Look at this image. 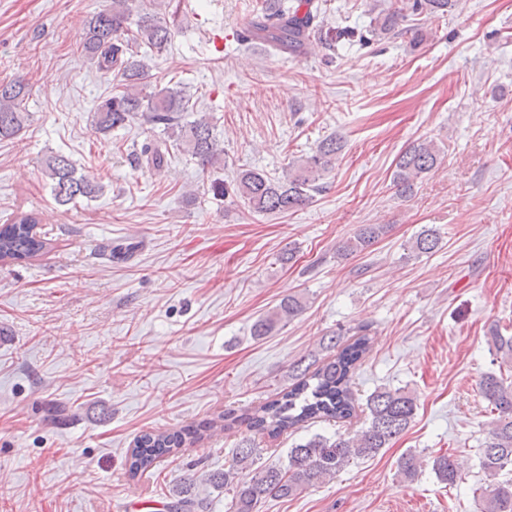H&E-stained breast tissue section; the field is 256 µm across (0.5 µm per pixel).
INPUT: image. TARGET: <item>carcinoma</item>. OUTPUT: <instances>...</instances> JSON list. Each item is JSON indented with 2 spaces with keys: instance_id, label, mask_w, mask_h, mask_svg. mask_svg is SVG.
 I'll use <instances>...</instances> for the list:
<instances>
[{
  "instance_id": "obj_1",
  "label": "carcinoma",
  "mask_w": 512,
  "mask_h": 512,
  "mask_svg": "<svg viewBox=\"0 0 512 512\" xmlns=\"http://www.w3.org/2000/svg\"><path fill=\"white\" fill-rule=\"evenodd\" d=\"M136 0H111L109 8L95 13L84 23L80 53L103 71L118 77L112 93L102 98L94 112V125L99 133H109L140 118L160 129L152 148L144 152L142 161L153 168L163 166L166 155L182 152L193 159L202 171L218 163L224 148L214 134L209 117L202 114L192 121L186 113L193 111L191 94L177 82L157 89L150 85V54L161 53L170 45L177 27L176 13L166 17L156 11L133 12ZM453 0H412L409 9L416 15H444ZM318 15L313 0H263L251 22L255 35L270 49L301 53L310 46L309 37ZM404 18V8L377 14L372 33L381 37L395 29ZM146 47L148 51L141 52ZM29 83L22 77L0 83V140L21 134L30 114L24 103ZM343 148L342 139L334 137L322 142L316 153L289 167L282 178L264 172L244 169L237 173L232 187L214 186L218 194H233L256 213L285 214L307 206L323 186V173L332 168ZM440 156V148L432 141L414 143L399 155L393 184L402 196L414 192L415 180L432 171ZM43 173L50 181L53 199L66 206L79 198H95L103 186L84 175H77L69 157L51 153L43 161ZM39 223L34 212H18L0 226V261H23L39 255L46 246L33 228ZM385 224H362L353 236L336 249L339 258L369 250L386 233ZM441 236L433 228L418 233L412 252L432 254L440 249ZM302 310L301 300L289 295L264 317L252 325V335L260 338L278 325L296 317ZM488 343L503 364L512 363V335L498 328L490 329ZM336 353L328 356L312 372H301L288 389L276 398L239 416L231 412L222 417V428L237 424L271 436L298 429L315 420H346L355 413L350 383L360 361L370 347L368 334L350 340L339 335L329 340ZM480 393L491 406L494 418L478 452L479 468L484 482L480 486L479 512H512V477L503 471L512 467V381L495 373L485 374L479 382ZM367 426L353 435L315 434L288 449V465L257 467V448L251 442L236 448L234 463L222 472L205 474L200 480L190 479L179 485L167 504L168 512H206V502L194 493L196 483L221 492H232L229 512H255L267 499H291L307 488L331 478L354 459L372 458L388 447L410 426L417 409L415 394L401 389H383L366 400ZM203 437L201 429L172 432H146L136 438L129 457V473L135 477L183 447ZM424 459L413 452L403 454L397 462L399 476L413 481L421 473ZM431 469L443 484L453 487L462 480L454 455L441 453L431 459Z\"/></svg>"
}]
</instances>
